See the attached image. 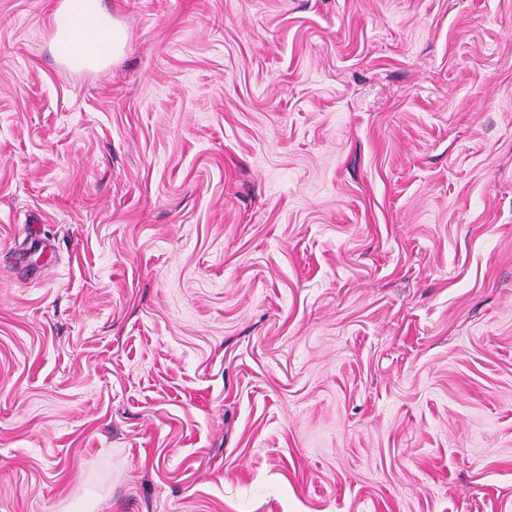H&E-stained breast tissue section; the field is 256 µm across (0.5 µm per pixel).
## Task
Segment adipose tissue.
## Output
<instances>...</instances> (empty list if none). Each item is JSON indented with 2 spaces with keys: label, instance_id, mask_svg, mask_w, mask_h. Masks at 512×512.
<instances>
[{
  "label": "adipose tissue",
  "instance_id": "1",
  "mask_svg": "<svg viewBox=\"0 0 512 512\" xmlns=\"http://www.w3.org/2000/svg\"><path fill=\"white\" fill-rule=\"evenodd\" d=\"M57 57L75 70H99L124 53L126 34L102 0H62L54 13Z\"/></svg>",
  "mask_w": 512,
  "mask_h": 512
}]
</instances>
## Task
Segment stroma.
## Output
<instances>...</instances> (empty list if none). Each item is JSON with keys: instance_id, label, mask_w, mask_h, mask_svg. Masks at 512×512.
Masks as SVG:
<instances>
[{"instance_id": "stroma-1", "label": "stroma", "mask_w": 512, "mask_h": 512, "mask_svg": "<svg viewBox=\"0 0 512 512\" xmlns=\"http://www.w3.org/2000/svg\"><path fill=\"white\" fill-rule=\"evenodd\" d=\"M0 0V512H512V0ZM103 0H62L54 13L57 57L75 70H99L124 53L126 34Z\"/></svg>"}]
</instances>
